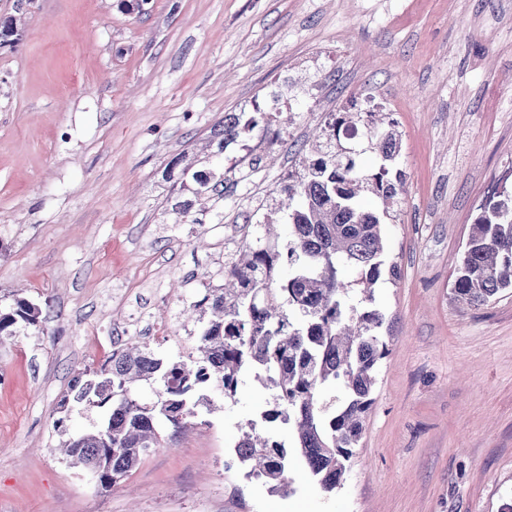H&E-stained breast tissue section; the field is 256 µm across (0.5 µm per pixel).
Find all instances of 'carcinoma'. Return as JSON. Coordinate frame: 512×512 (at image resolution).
Returning a JSON list of instances; mask_svg holds the SVG:
<instances>
[{
	"mask_svg": "<svg viewBox=\"0 0 512 512\" xmlns=\"http://www.w3.org/2000/svg\"><path fill=\"white\" fill-rule=\"evenodd\" d=\"M20 19H0V48L20 41ZM374 113H357L368 142L381 157L376 170L357 162V150L342 145L339 129L351 124L349 113H332L311 153L288 172L278 189L277 209L288 212L286 254H271L258 236L245 241L231 262L221 288H208L187 311L204 321L195 357L166 361L149 344L130 340L96 367L77 373L54 422L61 436L59 452L90 473L107 491L131 472L151 448L167 445L193 426L199 405L211 406L203 394L209 385L224 398H236L248 373L273 391V405L261 422L240 427L234 443L245 477L283 495L292 493L290 468H307L325 492L340 487L358 447L373 404L379 363L388 354L381 334L385 317L377 309L348 302L353 291L361 301H374L383 273L398 276L386 263L385 221L394 217L405 185L398 168L399 135L394 123L379 126ZM264 115L242 121L224 116L211 142L224 154V142L239 130H252ZM195 160L180 154L167 166L172 210L185 218L195 198L224 185L217 168L194 169ZM191 197H184L185 193ZM365 192L376 196L381 209L366 207ZM287 258L288 276L281 274ZM358 270L345 282L338 268ZM512 289V193L489 196L471 225L454 272L451 294L461 305L479 307ZM42 309L17 299L0 311V337L17 325L42 330ZM158 385L155 399L137 393L142 385ZM102 408L99 422L80 433H67L69 402ZM288 426L292 445L274 434Z\"/></svg>",
	"mask_w": 512,
	"mask_h": 512,
	"instance_id": "1",
	"label": "carcinoma"
}]
</instances>
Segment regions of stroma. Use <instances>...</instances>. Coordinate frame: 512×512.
Masks as SVG:
<instances>
[{"mask_svg": "<svg viewBox=\"0 0 512 512\" xmlns=\"http://www.w3.org/2000/svg\"><path fill=\"white\" fill-rule=\"evenodd\" d=\"M0 48V308L41 307L44 332L0 339V512H505L512 506V290L470 308L450 288L492 185L512 191V0H33ZM311 57L315 68L295 61ZM374 97L406 174L376 285L389 354L341 487L304 468L294 492L234 465L239 426L270 390L212 393L195 429L98 491L54 446L75 372L114 334L177 360L184 311L224 282V238L254 226L331 112ZM286 101L266 137L224 151V193L185 223L167 163L207 155L230 112ZM164 324L172 338L154 333Z\"/></svg>", "mask_w": 512, "mask_h": 512, "instance_id": "obj_1", "label": "stroma"}]
</instances>
